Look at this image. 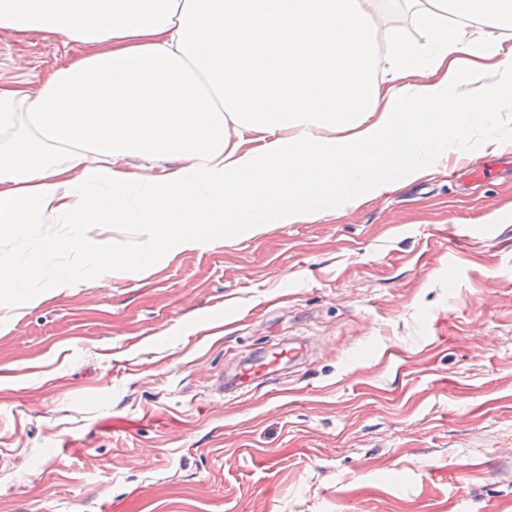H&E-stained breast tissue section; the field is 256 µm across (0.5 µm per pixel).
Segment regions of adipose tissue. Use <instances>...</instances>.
<instances>
[{"label":"adipose tissue","instance_id":"1","mask_svg":"<svg viewBox=\"0 0 512 512\" xmlns=\"http://www.w3.org/2000/svg\"><path fill=\"white\" fill-rule=\"evenodd\" d=\"M0 0V32L83 52L0 84V242L78 229L77 266L141 271L234 226L305 224L411 183L512 107V0ZM418 39H410L409 30ZM383 32L386 48L373 47ZM495 89L463 92L486 71ZM138 226L105 254L88 226Z\"/></svg>","mask_w":512,"mask_h":512}]
</instances>
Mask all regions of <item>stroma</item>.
<instances>
[{"mask_svg": "<svg viewBox=\"0 0 512 512\" xmlns=\"http://www.w3.org/2000/svg\"><path fill=\"white\" fill-rule=\"evenodd\" d=\"M78 54L0 33V83ZM467 165L1 302L0 512H512V169ZM300 354V348L288 346L249 359L232 382L235 393L246 391L259 379H271L281 367L290 365ZM246 394L238 393L235 398Z\"/></svg>", "mask_w": 512, "mask_h": 512, "instance_id": "obj_1", "label": "stroma"}]
</instances>
